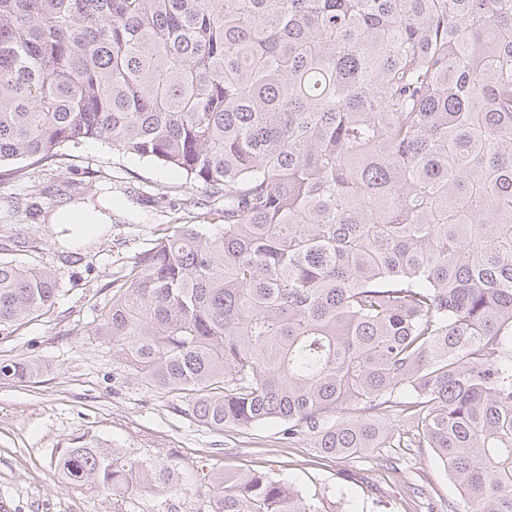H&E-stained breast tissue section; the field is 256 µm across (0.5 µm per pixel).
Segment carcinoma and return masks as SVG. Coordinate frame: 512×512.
Returning <instances> with one entry per match:
<instances>
[{"mask_svg":"<svg viewBox=\"0 0 512 512\" xmlns=\"http://www.w3.org/2000/svg\"><path fill=\"white\" fill-rule=\"evenodd\" d=\"M87 140L224 206L112 280L94 334L213 431L327 457L431 448L465 512H512V0H0V167ZM0 241V334L56 272ZM28 362L0 377H32ZM62 481L170 491V463L79 441ZM212 512H336L252 471Z\"/></svg>","mask_w":512,"mask_h":512,"instance_id":"obj_1","label":"carcinoma"}]
</instances>
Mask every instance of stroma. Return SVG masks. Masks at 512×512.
I'll return each mask as SVG.
<instances>
[{
    "instance_id": "obj_1",
    "label": "stroma",
    "mask_w": 512,
    "mask_h": 512,
    "mask_svg": "<svg viewBox=\"0 0 512 512\" xmlns=\"http://www.w3.org/2000/svg\"><path fill=\"white\" fill-rule=\"evenodd\" d=\"M76 203L111 206V224L83 241L51 222L53 211ZM209 207L205 193L178 172L99 141L72 149L64 163L32 168L29 178L0 182V236L25 234L28 247L17 260L55 269L60 288L53 312L0 334V363L36 366L31 379L0 378V503L7 512H209L200 480L224 468H250L309 492L340 486L356 512H375L380 501L397 512H462V496L431 449L407 452L394 472L371 455L322 458L308 438L283 441L274 423L208 430L181 413L178 396L147 389L120 363L118 349L94 335L98 310L112 295L109 282L166 225L186 223L191 212ZM80 436L176 464L182 480L176 490L130 498L62 484L51 454ZM411 484L424 498L406 495Z\"/></svg>"
}]
</instances>
